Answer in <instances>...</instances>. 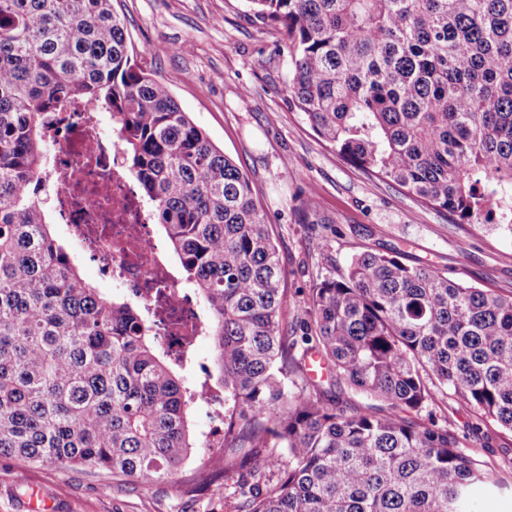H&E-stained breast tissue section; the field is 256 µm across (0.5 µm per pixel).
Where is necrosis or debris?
Masks as SVG:
<instances>
[{
  "label": "necrosis or debris",
  "instance_id": "necrosis-or-debris-1",
  "mask_svg": "<svg viewBox=\"0 0 512 512\" xmlns=\"http://www.w3.org/2000/svg\"><path fill=\"white\" fill-rule=\"evenodd\" d=\"M48 139L53 159L30 185L49 192L60 223L100 274L145 303L158 336L195 344L207 338L210 321L190 290L177 286L151 215L125 172L121 142L103 133L97 109L72 104Z\"/></svg>",
  "mask_w": 512,
  "mask_h": 512
}]
</instances>
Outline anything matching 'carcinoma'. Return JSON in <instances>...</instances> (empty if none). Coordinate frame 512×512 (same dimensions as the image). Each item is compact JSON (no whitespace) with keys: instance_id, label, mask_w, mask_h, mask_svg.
Returning a JSON list of instances; mask_svg holds the SVG:
<instances>
[{"instance_id":"cac0c4a2","label":"carcinoma","mask_w":512,"mask_h":512,"mask_svg":"<svg viewBox=\"0 0 512 512\" xmlns=\"http://www.w3.org/2000/svg\"><path fill=\"white\" fill-rule=\"evenodd\" d=\"M281 36L288 103L337 154L459 224L512 235V0H247ZM110 114L128 172L213 318L224 453L202 485L231 512H475L494 467L422 416L450 390L512 433V297L361 252L288 298L247 175L132 63L112 0H0V456L169 481L195 388L143 309L98 291L29 190L55 113ZM331 374L383 408L307 375Z\"/></svg>"}]
</instances>
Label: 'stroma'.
I'll list each match as a JSON object with an SVG mask.
<instances>
[{
  "mask_svg": "<svg viewBox=\"0 0 512 512\" xmlns=\"http://www.w3.org/2000/svg\"><path fill=\"white\" fill-rule=\"evenodd\" d=\"M113 8L137 64L248 175L288 272L287 321L305 316L315 283L340 275L365 250L512 297V239L456 223L320 140L286 100L279 33L246 0H113ZM485 443L483 458L501 486H476L475 512H512V434L491 427ZM211 454L195 449L179 478L155 484L0 457V512H225L223 497L182 482Z\"/></svg>",
  "mask_w": 512,
  "mask_h": 512,
  "instance_id": "stroma-1",
  "label": "stroma"
}]
</instances>
